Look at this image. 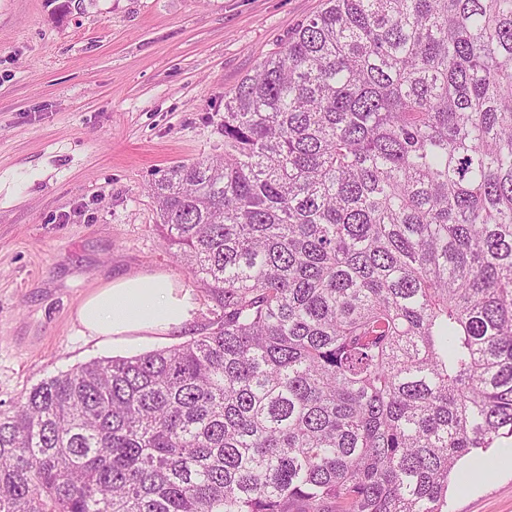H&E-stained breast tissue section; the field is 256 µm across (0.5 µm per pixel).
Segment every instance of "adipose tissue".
I'll list each match as a JSON object with an SVG mask.
<instances>
[{
  "instance_id": "adipose-tissue-1",
  "label": "adipose tissue",
  "mask_w": 512,
  "mask_h": 512,
  "mask_svg": "<svg viewBox=\"0 0 512 512\" xmlns=\"http://www.w3.org/2000/svg\"><path fill=\"white\" fill-rule=\"evenodd\" d=\"M197 310L193 294L168 274L140 273L96 288L78 305L75 318L85 335L125 348L192 324Z\"/></svg>"
}]
</instances>
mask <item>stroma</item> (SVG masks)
Returning a JSON list of instances; mask_svg holds the SVG:
<instances>
[{
	"mask_svg": "<svg viewBox=\"0 0 512 512\" xmlns=\"http://www.w3.org/2000/svg\"><path fill=\"white\" fill-rule=\"evenodd\" d=\"M321 0H0V410L110 347L75 313L95 288L165 272L214 303L163 245L150 184L224 154V96ZM461 468L447 512H512V441Z\"/></svg>",
	"mask_w": 512,
	"mask_h": 512,
	"instance_id": "1",
	"label": "stroma"
}]
</instances>
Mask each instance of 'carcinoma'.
Here are the masks:
<instances>
[{"mask_svg":"<svg viewBox=\"0 0 512 512\" xmlns=\"http://www.w3.org/2000/svg\"><path fill=\"white\" fill-rule=\"evenodd\" d=\"M151 183L184 342L0 411V512H443L512 437V0H324Z\"/></svg>","mask_w":512,"mask_h":512,"instance_id":"1","label":"carcinoma"}]
</instances>
